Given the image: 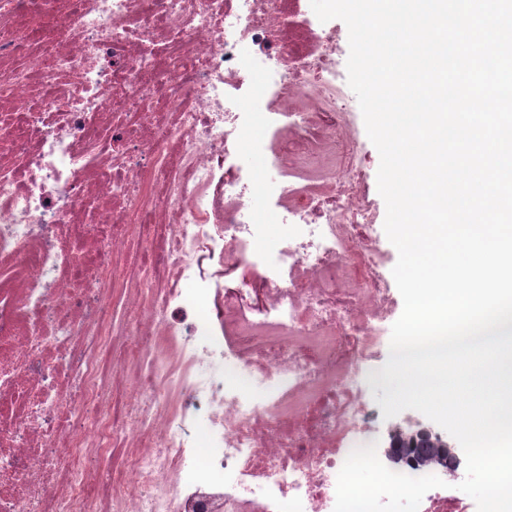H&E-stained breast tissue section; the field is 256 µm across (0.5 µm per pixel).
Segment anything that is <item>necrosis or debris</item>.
<instances>
[{"mask_svg": "<svg viewBox=\"0 0 512 512\" xmlns=\"http://www.w3.org/2000/svg\"><path fill=\"white\" fill-rule=\"evenodd\" d=\"M344 43L310 0H0V512H334L371 443L410 474L426 424L363 395L397 301ZM461 466L419 512H471Z\"/></svg>", "mask_w": 512, "mask_h": 512, "instance_id": "4bbe7bcc", "label": "necrosis or debris"}]
</instances>
